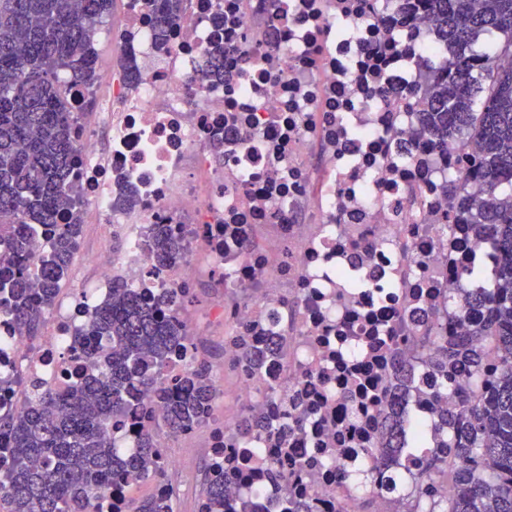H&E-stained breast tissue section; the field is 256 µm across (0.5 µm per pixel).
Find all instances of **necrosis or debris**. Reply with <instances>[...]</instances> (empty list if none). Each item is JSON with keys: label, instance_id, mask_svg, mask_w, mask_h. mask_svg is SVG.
<instances>
[{"label": "necrosis or debris", "instance_id": "4bbe7bcc", "mask_svg": "<svg viewBox=\"0 0 512 512\" xmlns=\"http://www.w3.org/2000/svg\"><path fill=\"white\" fill-rule=\"evenodd\" d=\"M122 4L138 83L107 70L67 89L78 221L121 236L123 248L92 255L93 286L46 312L38 344L0 312V375L67 388L79 364L74 330L108 297L113 275L177 287L194 256L220 271L225 253L236 254V281L265 285L247 301H219L212 319L253 339L274 329L288 338L262 373L237 371V403L264 404L274 386L300 413L288 418L287 448L257 443L226 502L248 491L255 512H271L264 461L280 454L289 491L311 512H362L346 477L385 473L369 451L392 363L383 337H408L403 357L418 365L433 316L442 333L468 335L456 301L462 274L478 264L491 276L499 265L494 242L451 214L444 191L473 165L475 147L439 150L415 119L422 48L437 25L396 0H189L161 40L143 0ZM217 35L220 79L204 73ZM89 101L94 123L84 118ZM153 224L189 243L161 271L146 238ZM261 228L270 231L263 242Z\"/></svg>", "mask_w": 512, "mask_h": 512}]
</instances>
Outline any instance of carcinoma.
I'll return each instance as SVG.
<instances>
[{"mask_svg":"<svg viewBox=\"0 0 512 512\" xmlns=\"http://www.w3.org/2000/svg\"><path fill=\"white\" fill-rule=\"evenodd\" d=\"M159 29L182 9L183 0H143ZM437 20L443 52L427 53L428 75L420 87L419 122L441 149L457 139L480 146L473 173L483 191L472 195L467 180L449 187L450 207L469 213L476 235L493 238L501 253L491 282L464 277L476 288L464 308L471 334L448 338L427 335L424 361L433 384L429 397L451 396L465 413L458 439L446 433L456 415L443 410L433 430L445 433L432 448L406 440L403 396L413 387L411 370L400 366L391 381L393 402L388 424L372 447L407 472L412 488L405 512H437L431 483L453 461L457 491L446 512H512V0H423ZM112 0H0V309L12 316L19 335L37 336L47 309L66 286L78 247L81 225L60 224L58 216L76 208L72 169L78 147L72 115L59 73L92 83L97 76L96 25ZM497 33L493 48L478 51L480 37ZM55 228L43 260L38 292L15 266L34 252V227ZM152 256L162 268L184 250L167 224L148 229ZM187 289L157 285L149 298L143 287L112 277L110 298L94 309L74 336L81 346L78 380L59 393L35 379L8 376L0 387L22 385L23 407L0 403V439L11 457L0 475V512H174L176 494L133 502L121 497L122 485L161 480L167 471L155 427L172 435L199 429L212 419L220 390L209 361L201 357L184 316ZM494 336L505 349L498 378L487 390L476 379L482 359L474 343ZM224 341L238 346V364L257 373L267 361L285 353L286 342L274 336L261 346L235 327ZM177 358L182 374L170 384L164 372ZM133 419L132 430L119 435L113 423ZM285 444L288 426L276 430L260 407L237 419L230 438L247 448L262 437ZM226 470L207 484L203 512H228L224 484L238 477ZM267 473L282 483L275 512H306L288 494V477L268 461ZM116 495L106 502V494Z\"/></svg>","mask_w":512,"mask_h":512,"instance_id":"carcinoma-1","label":"carcinoma"}]
</instances>
